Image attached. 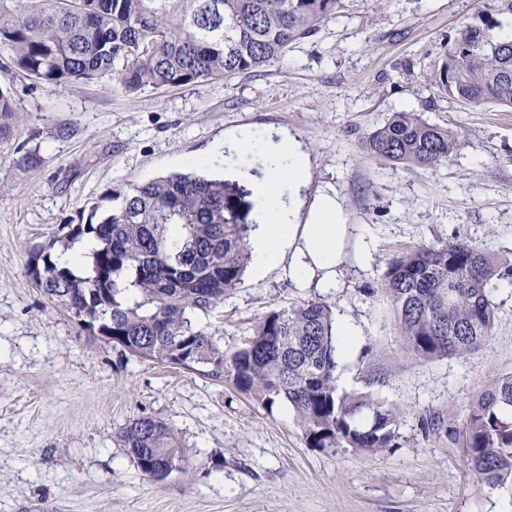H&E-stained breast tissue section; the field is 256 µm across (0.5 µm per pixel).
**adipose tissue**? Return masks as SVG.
Masks as SVG:
<instances>
[{
	"label": "adipose tissue",
	"mask_w": 512,
	"mask_h": 512,
	"mask_svg": "<svg viewBox=\"0 0 512 512\" xmlns=\"http://www.w3.org/2000/svg\"><path fill=\"white\" fill-rule=\"evenodd\" d=\"M267 155V176L251 186L255 227L249 251V269L255 277L287 267L295 282H317L337 288V269L345 253L347 216L335 192L317 193L310 204L301 201L309 179V158L301 143L283 133L246 128L216 143L198 159L201 167L248 166L255 152Z\"/></svg>",
	"instance_id": "adipose-tissue-1"
}]
</instances>
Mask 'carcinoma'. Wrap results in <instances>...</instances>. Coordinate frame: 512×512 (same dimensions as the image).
Returning <instances> with one entry per match:
<instances>
[{
    "instance_id": "carcinoma-1",
    "label": "carcinoma",
    "mask_w": 512,
    "mask_h": 512,
    "mask_svg": "<svg viewBox=\"0 0 512 512\" xmlns=\"http://www.w3.org/2000/svg\"><path fill=\"white\" fill-rule=\"evenodd\" d=\"M343 0H0V55L33 84L68 87L112 76L127 95L149 88L249 73L285 56L336 17ZM512 0H493L463 27L431 74L439 91L464 104L512 109ZM18 101L0 76V145L14 144ZM461 133L395 112L368 133L370 154L435 168L458 150ZM239 187L174 173L125 192L100 222L65 224L63 234L28 250L27 272L52 302L100 337L141 358L228 375L262 405H290L311 448L376 452L398 446L397 418L383 401L336 387L333 310L307 301L272 311L231 353L197 326L241 283L249 262L250 205ZM99 243L82 276L57 260V244ZM512 283V256L490 255L467 239L421 246L394 257L381 280L401 336L419 357L462 356L493 333L492 281ZM145 475L185 471L173 430L151 416L118 433ZM465 458L479 481H512V374L495 378L472 402Z\"/></svg>"
}]
</instances>
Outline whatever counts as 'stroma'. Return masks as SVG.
Returning a JSON list of instances; mask_svg holds the SVG:
<instances>
[{"instance_id": "obj_1", "label": "stroma", "mask_w": 512, "mask_h": 512, "mask_svg": "<svg viewBox=\"0 0 512 512\" xmlns=\"http://www.w3.org/2000/svg\"><path fill=\"white\" fill-rule=\"evenodd\" d=\"M492 0H345L338 18L256 72L128 96L110 79L21 90L11 125L41 158L0 151V512H512V482L490 488L464 463L471 402L512 373V288H494L492 336L425 360L405 345L388 299L371 295L399 253L452 237L512 254V110L442 96L429 79L450 37ZM410 111L462 131L443 166L374 158L364 138ZM245 128L288 132L310 162L305 197L334 188L351 226L333 292L286 270L244 277L198 324L239 347L268 312L309 300L357 326L336 386L398 413L399 445L367 454L308 447L285 403L267 408L231 378L164 365L93 339L27 273L28 250L63 224L106 211L109 191L175 172ZM372 242L369 265L355 253ZM167 423L185 472L158 481L118 430Z\"/></svg>"}]
</instances>
